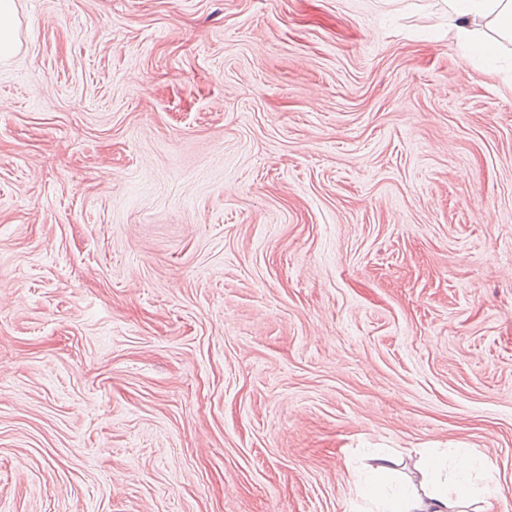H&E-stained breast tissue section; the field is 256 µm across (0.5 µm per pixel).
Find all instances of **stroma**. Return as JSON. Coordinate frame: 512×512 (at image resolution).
<instances>
[{"mask_svg":"<svg viewBox=\"0 0 512 512\" xmlns=\"http://www.w3.org/2000/svg\"><path fill=\"white\" fill-rule=\"evenodd\" d=\"M0 512H360L471 449L512 512V44L444 0H17ZM448 14L455 21L453 28L459 43L470 55H476L492 62L495 60L500 43L485 39L480 31L486 20L493 22L503 37L512 41L511 0H444Z\"/></svg>","mask_w":512,"mask_h":512,"instance_id":"obj_1","label":"stroma"}]
</instances>
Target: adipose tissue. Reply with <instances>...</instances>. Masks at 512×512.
<instances>
[{"label": "adipose tissue", "instance_id": "1", "mask_svg": "<svg viewBox=\"0 0 512 512\" xmlns=\"http://www.w3.org/2000/svg\"><path fill=\"white\" fill-rule=\"evenodd\" d=\"M448 14L453 19L455 36L469 54L494 61L498 42L485 39L480 31L483 22H493L502 36L512 38V0H447ZM480 465L477 457L466 449H457L451 477L442 455L425 452L417 468L416 486H402L384 492L394 461L377 457L366 476H353L358 496L367 499L373 512H454L470 493V478Z\"/></svg>", "mask_w": 512, "mask_h": 512}]
</instances>
